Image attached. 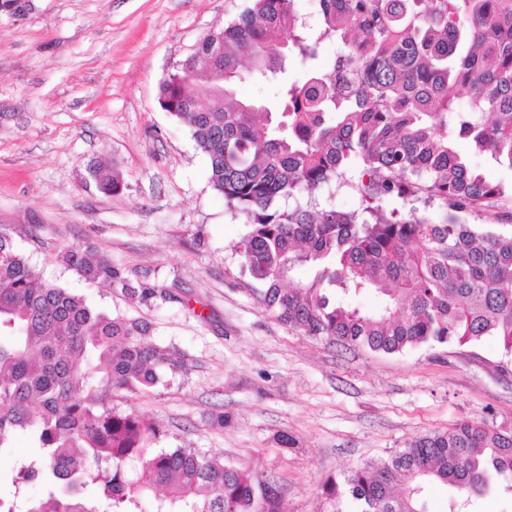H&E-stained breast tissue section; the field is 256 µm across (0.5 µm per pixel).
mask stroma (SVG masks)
<instances>
[{
    "instance_id": "obj_1",
    "label": "stroma",
    "mask_w": 512,
    "mask_h": 512,
    "mask_svg": "<svg viewBox=\"0 0 512 512\" xmlns=\"http://www.w3.org/2000/svg\"><path fill=\"white\" fill-rule=\"evenodd\" d=\"M249 0H0V234L47 280L141 318L188 357L149 395L112 404L156 421L159 447L197 448L273 482L284 512H331L321 484L463 422L512 425V354L492 337L395 354L303 335L258 300L235 249L247 226L208 179L161 80ZM119 174L102 194L88 164ZM94 244L133 280L172 291L135 303L57 262ZM224 416L217 424L216 416ZM24 433L0 457L38 454Z\"/></svg>"
}]
</instances>
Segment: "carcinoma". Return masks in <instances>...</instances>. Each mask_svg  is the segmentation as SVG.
I'll use <instances>...</instances> for the list:
<instances>
[{
	"instance_id": "carcinoma-1",
	"label": "carcinoma",
	"mask_w": 512,
	"mask_h": 512,
	"mask_svg": "<svg viewBox=\"0 0 512 512\" xmlns=\"http://www.w3.org/2000/svg\"><path fill=\"white\" fill-rule=\"evenodd\" d=\"M316 6L312 27L295 0H252L216 28L220 58H186L159 85L160 107L208 159L213 189L245 218L244 272L266 308L307 336L388 354L496 336L512 353V233L496 229L512 223V186L455 149L467 140L472 154L512 169V0ZM327 42L337 51L323 64ZM220 76L224 91L199 105ZM246 79L273 85L280 112L239 99ZM87 170L103 194L120 190L112 169ZM333 182L359 209L320 207L316 194ZM291 198L294 207L277 206ZM421 199L444 217L406 208ZM472 214L488 223L463 220ZM57 259L132 301L157 293L90 246ZM304 267L313 276L296 279ZM367 293L379 309L349 303ZM150 336V323L100 312L44 279L0 236V451L31 433L42 453L17 466L13 483L46 488L36 501L14 493L5 512H283L274 486L248 468L156 448L153 421L110 406L114 392L145 395L163 371L184 367V353ZM498 480L512 482V428L465 422L322 489L333 512L346 500L352 512H427L432 483L455 489V510Z\"/></svg>"
}]
</instances>
